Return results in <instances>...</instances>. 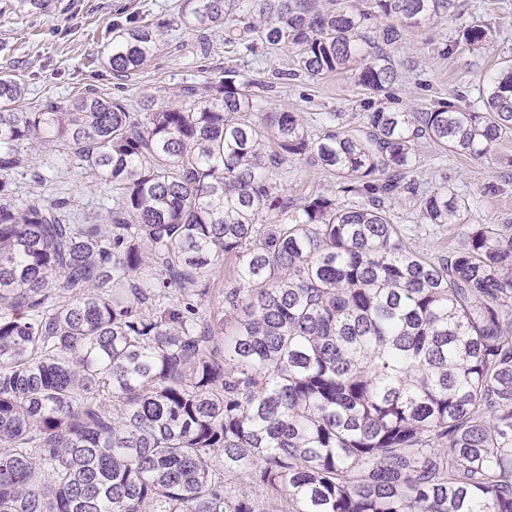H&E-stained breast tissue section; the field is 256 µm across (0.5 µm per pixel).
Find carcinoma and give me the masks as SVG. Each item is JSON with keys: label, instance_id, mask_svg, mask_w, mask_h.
Here are the masks:
<instances>
[{"label": "carcinoma", "instance_id": "cac0c4a2", "mask_svg": "<svg viewBox=\"0 0 512 512\" xmlns=\"http://www.w3.org/2000/svg\"><path fill=\"white\" fill-rule=\"evenodd\" d=\"M328 2L237 0L235 24L225 0L178 9L228 45L295 49L312 77L352 72L370 111L351 130L325 113L341 130L318 138L296 112L258 123L235 70L140 112L87 93L30 112L0 75V512H257L254 488L271 512H512V224H472L417 179L425 145L477 156L512 135V62L476 106L394 110L389 49L453 0ZM162 27L118 32L103 62L130 76ZM459 36L479 50L492 27ZM35 144L112 186L105 221L15 195ZM303 158L336 191L290 201L271 175ZM403 192L460 247L407 246L384 206ZM234 269V258L226 256L211 280L210 288H213L214 293H224L225 288H231L234 285Z\"/></svg>", "mask_w": 512, "mask_h": 512}]
</instances>
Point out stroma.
I'll return each mask as SVG.
<instances>
[{
  "mask_svg": "<svg viewBox=\"0 0 512 512\" xmlns=\"http://www.w3.org/2000/svg\"><path fill=\"white\" fill-rule=\"evenodd\" d=\"M178 0H53L46 10L19 16L0 0V72L14 75L25 88L24 103L42 107L89 91L122 99L128 111H140L147 97L165 105L183 88L204 87L220 71L235 70L260 89L262 112H297L314 136L326 130L322 115L346 113L360 123L367 96L348 73L320 79L299 72L292 49L258 48L248 52L225 45L224 31L199 33L177 19ZM488 20L494 37L484 49L459 45L460 27L470 17ZM163 23L162 42L152 59L135 74L115 77L99 62L112 40L113 24ZM400 78L392 94L395 108L425 112L441 102L459 106L478 102L484 80L497 63L512 59V0H454L450 13L427 28L403 30L392 48ZM29 166L51 171L48 193L68 197L74 212L104 217L111 186L100 183L77 163L58 164L50 149L33 146ZM273 180L292 200L333 192L336 178L308 160L275 169ZM418 180L422 189L444 185L467 199L476 224L512 222V137L499 140L484 156L421 149ZM410 248L432 256L461 242L446 224L421 221L419 203L410 194L388 202Z\"/></svg>",
  "mask_w": 512,
  "mask_h": 512,
  "instance_id": "35a3bbf8",
  "label": "stroma"
}]
</instances>
